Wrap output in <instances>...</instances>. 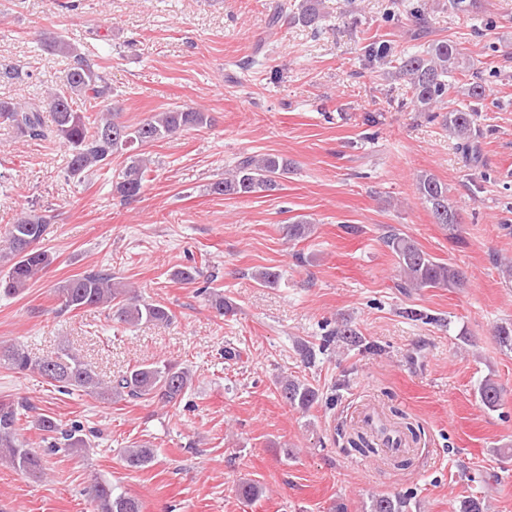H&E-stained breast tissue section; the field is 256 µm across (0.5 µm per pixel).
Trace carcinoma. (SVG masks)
I'll return each mask as SVG.
<instances>
[{
  "mask_svg": "<svg viewBox=\"0 0 512 512\" xmlns=\"http://www.w3.org/2000/svg\"><path fill=\"white\" fill-rule=\"evenodd\" d=\"M290 20L308 27H317L320 21L318 0H302ZM44 46L51 53L69 60L65 89H51L46 96H37L24 102L0 98V124L11 127L19 136L35 141H53L68 150L69 176L82 181L89 173L112 166L114 155L127 154V163L112 173V191L120 201L130 204L140 199L151 172L149 159L137 152L158 140L171 137L191 128L212 124L209 113L197 109L174 108L155 112L137 125L120 121L121 112L112 103V87L97 64L86 58L77 45L65 35L48 33ZM368 56L374 59L394 58L393 76L405 80L411 92V102L419 112L437 118L454 87L456 75L466 77L463 94L477 102L487 96L481 70L464 58L457 44L448 39L431 43L419 53L393 57L387 44L368 46ZM94 102L96 113H88L86 103ZM475 108L463 104L442 115L443 125L470 150L478 137L473 112ZM291 170V162L275 154L242 155L224 179L213 183L210 192L224 196L249 197L256 193L279 189V179ZM420 199L426 205L433 223L451 232L458 230L459 215L448 200V185L432 174H422L417 181ZM47 230L46 216L33 209L22 214L10 225L0 241V260L9 264L0 275V296L14 297L42 279L53 262L42 242ZM384 243L396 257L401 273L402 288H461L465 273L458 267L438 261L423 251L410 236L389 230ZM206 277L207 286L200 292L208 295L211 307L220 316L230 310L224 294L210 290L208 284L214 275H203L195 266L179 268L173 279L191 284ZM59 304L57 313H73L83 309L104 308L107 318L135 327L141 323H169L173 313L161 303H147L139 295L114 281L106 270H90L61 283L55 288ZM495 336L501 347L512 351V322L495 326ZM0 364L18 372L39 374L62 393L74 391L94 394L102 400H142L164 406L181 403L192 386L191 372L176 363L159 361L140 364L119 373L102 383L92 368L77 353L63 347L50 358L33 357L15 344L0 341ZM478 395L481 403L495 411L501 406L497 384L484 380ZM279 396L294 409L308 410L317 400L318 391L301 380L284 379L279 382ZM29 403L24 397L0 400V459L16 472L32 478L45 474V455L28 447L20 440L25 430L21 424ZM31 425L46 435L47 453L62 448L80 452L89 447L81 435L80 426L63 428L50 416L40 415ZM154 449L146 446L123 450V462L132 470L144 469L154 460ZM238 496L246 501L258 499L263 489L258 484L243 480L237 484ZM86 495L94 512H142L140 500L112 486L94 481L86 488ZM407 499L400 495H381L371 498L368 512H405Z\"/></svg>",
  "mask_w": 512,
  "mask_h": 512,
  "instance_id": "1",
  "label": "carcinoma"
}]
</instances>
